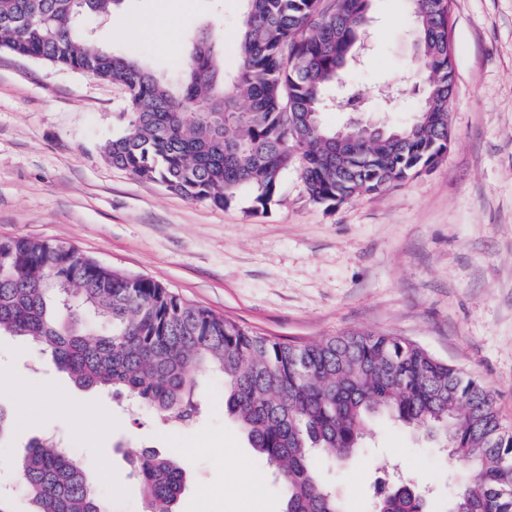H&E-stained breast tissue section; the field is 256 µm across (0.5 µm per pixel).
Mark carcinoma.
<instances>
[{
	"mask_svg": "<svg viewBox=\"0 0 512 512\" xmlns=\"http://www.w3.org/2000/svg\"><path fill=\"white\" fill-rule=\"evenodd\" d=\"M118 2L0 0V47L123 85L130 119L104 154L138 178L221 209L248 191L257 214L295 164L309 201L331 206L427 172L448 152L456 72L442 0H411L424 86L412 119L384 127L376 142L345 137L331 156L339 128L321 114L336 109L330 91L361 54L371 0H244L232 79L201 36L174 83L89 45L80 20ZM2 334L41 346L81 389L121 392L180 422L196 413L200 379L221 376L224 411L286 489L284 512H341L316 457L345 461L379 414L436 438L470 469L448 512H512V430L492 395L402 336L283 341L73 247L26 237L0 239ZM133 475L148 512H177L184 474L174 458L142 450ZM18 477L30 512H110L85 463L51 438L31 441ZM375 512H428V503L398 483Z\"/></svg>",
	"mask_w": 512,
	"mask_h": 512,
	"instance_id": "obj_1",
	"label": "carcinoma"
}]
</instances>
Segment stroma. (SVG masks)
Returning <instances> with one entry per match:
<instances>
[{"mask_svg":"<svg viewBox=\"0 0 512 512\" xmlns=\"http://www.w3.org/2000/svg\"><path fill=\"white\" fill-rule=\"evenodd\" d=\"M244 0H122L85 27L91 44L176 77L192 40L208 30L232 73ZM456 89L448 153L432 170L333 207L312 204L289 167L268 210L249 201L219 209L117 168L103 147L126 126L121 85L0 48V237L76 248L179 297L284 340L353 330L403 336L481 380L512 425V0H451ZM368 52L347 93L358 117L390 124L414 114L417 67L410 0H372ZM55 408L0 444V484L39 436L82 457L112 512H145L128 473L131 448L176 458L186 475L178 512H282V487L224 412L208 378L200 413L184 424L120 396L76 388L39 347L0 337V408L29 389ZM430 487L431 512L467 482L434 439L390 417L373 420L365 446L322 469L344 512H372L392 468ZM260 474L258 488L240 481Z\"/></svg>","mask_w":512,"mask_h":512,"instance_id":"obj_1","label":"stroma"}]
</instances>
